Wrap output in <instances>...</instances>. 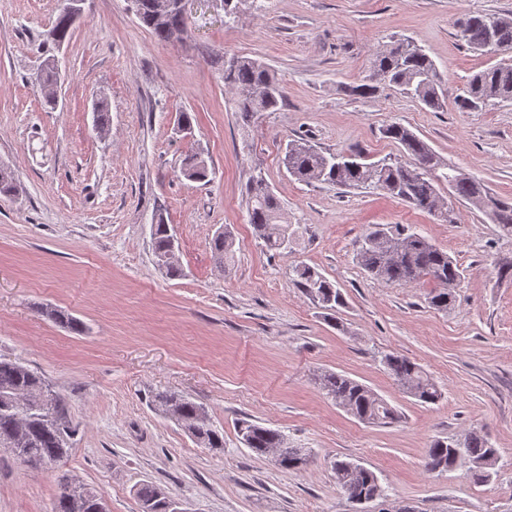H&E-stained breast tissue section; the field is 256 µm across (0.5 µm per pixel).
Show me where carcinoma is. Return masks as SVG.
<instances>
[{
  "label": "carcinoma",
  "instance_id": "cac0c4a2",
  "mask_svg": "<svg viewBox=\"0 0 512 512\" xmlns=\"http://www.w3.org/2000/svg\"><path fill=\"white\" fill-rule=\"evenodd\" d=\"M135 14L152 30L156 38L171 42L181 38L186 28L185 16L170 10L163 12L158 0H135ZM74 24L65 10L58 11L53 25L45 32L43 45L57 47L70 39ZM461 39L473 50L484 55L497 51L488 45L490 35L497 42L512 45V18L496 14H476L463 19L459 25ZM373 75L405 94L417 98L425 108L437 111L443 108L440 77L433 60L412 40L403 38L378 52L372 62ZM37 82L45 104L57 105L52 96L59 82V74L50 59H45ZM224 84L235 92L233 109L242 121L249 123L263 112H276L284 101V91L259 60L233 56L224 62ZM492 100L512 101V63L500 62L472 76L466 95L459 98V108L476 112ZM385 137L399 144L417 165H398L396 159L367 163L357 154H325L301 141H291L285 149L283 163L296 179L319 182L340 188L375 187L390 196L429 213L438 211L439 186L448 185V196L467 203L484 213L501 229L512 234V204L493 196L482 180L464 176L457 168L439 156L423 139L400 123L387 125ZM182 175L195 182L209 178L207 161L200 152L184 156ZM19 194L11 171L0 167V195ZM249 197L248 221L256 236L271 251L284 252L292 248L296 231L282 221L281 206L264 179L254 176L247 186ZM169 225L158 218L152 235V250L156 263L170 277L181 274L177 263L162 262L168 253L171 239ZM233 238L219 232L213 240L214 263L224 267L232 257ZM357 260L372 279L403 285L422 281L434 283L429 304L446 312L454 302V288L463 277L458 262L438 248L431 240L400 225L377 224L369 228L359 240ZM292 280L306 296L323 311L325 319L340 325L341 309L346 299L336 284L306 265L291 270ZM44 313L68 330L81 333L84 325L76 318L57 309ZM383 363L398 385L423 404H435L443 396L442 390L415 362L407 357L388 354ZM46 379L38 371L16 359L0 358V440L13 441L39 467L55 466L69 457L78 434L76 425L68 416L67 403L54 392L42 391ZM319 389L336 401L346 412L365 424L376 426L394 424L400 416L385 399L369 387L336 372H324L318 378ZM53 404L56 417L46 419L42 408ZM152 406L181 424L193 439L204 448H224V435L210 422L206 408L191 398L175 392H158L152 396ZM240 441L258 455H269L283 469L295 470L308 462L301 448H289L280 431L259 425L248 419L237 422ZM475 464L470 476L478 481L490 479V469L498 460V449L489 439L473 432L462 442L434 439L426 448L423 467L430 473L444 472L454 467L457 456ZM336 484L354 505L363 500H375L385 489L372 470L350 460L337 459L332 463ZM67 474L58 479V495L54 512H91L98 493L84 487L87 506L77 508L64 492ZM142 512H167L168 496L153 484L144 483L137 489Z\"/></svg>",
  "mask_w": 512,
  "mask_h": 512
}]
</instances>
